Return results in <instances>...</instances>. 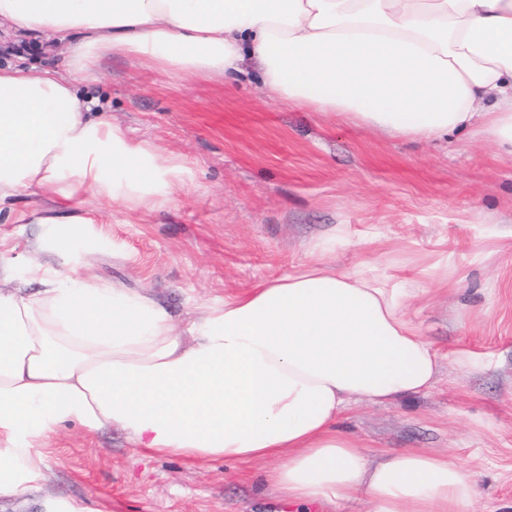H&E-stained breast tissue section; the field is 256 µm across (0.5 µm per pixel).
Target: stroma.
<instances>
[{
  "label": "stroma",
  "instance_id": "stroma-1",
  "mask_svg": "<svg viewBox=\"0 0 512 512\" xmlns=\"http://www.w3.org/2000/svg\"><path fill=\"white\" fill-rule=\"evenodd\" d=\"M65 44L13 37L0 26V65L59 63ZM235 78L161 74L132 59L104 61L79 85L137 140L194 162L192 180L144 213L77 196L92 214L84 269L100 282L148 291L177 325L197 303L242 295L288 275L327 242L330 265L362 262L405 280L403 312L439 354L427 392L357 405L339 426L371 457L415 450L473 479V512H512V156L458 134L398 138L273 99L255 61ZM0 219V262L24 266L53 202L24 196ZM467 354L471 365L457 361ZM245 463L161 455L116 430L68 424L49 440L39 491L0 498V512H42L69 499L86 512H304L275 497Z\"/></svg>",
  "mask_w": 512,
  "mask_h": 512
}]
</instances>
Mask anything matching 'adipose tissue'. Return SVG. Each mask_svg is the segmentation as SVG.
<instances>
[{
	"mask_svg": "<svg viewBox=\"0 0 512 512\" xmlns=\"http://www.w3.org/2000/svg\"><path fill=\"white\" fill-rule=\"evenodd\" d=\"M0 19L67 43L62 68L0 67V208L29 192L156 211L190 180L186 156L91 117L76 86L113 57L223 78L252 59L293 107L512 152V0H0ZM90 222L47 217L34 261L0 264V498L37 489L47 439L74 421L159 453L272 460L286 501L362 491L372 512H471L475 486L448 459L371 458L335 429L352 404L436 380L400 280L336 270L318 244L304 270L201 304L181 329L148 293L70 275Z\"/></svg>",
	"mask_w": 512,
	"mask_h": 512,
	"instance_id": "ef3b65f1",
	"label": "adipose tissue"
}]
</instances>
